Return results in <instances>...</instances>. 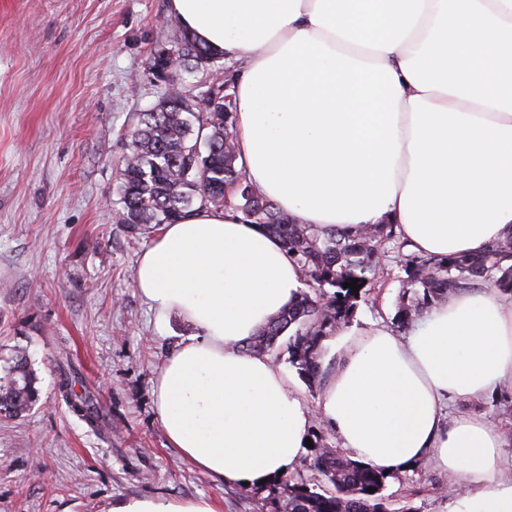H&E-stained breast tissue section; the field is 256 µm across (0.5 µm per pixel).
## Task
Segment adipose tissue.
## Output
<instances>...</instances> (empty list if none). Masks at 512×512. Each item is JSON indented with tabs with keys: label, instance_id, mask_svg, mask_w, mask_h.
Returning a JSON list of instances; mask_svg holds the SVG:
<instances>
[{
	"label": "adipose tissue",
	"instance_id": "ef3b65f1",
	"mask_svg": "<svg viewBox=\"0 0 512 512\" xmlns=\"http://www.w3.org/2000/svg\"><path fill=\"white\" fill-rule=\"evenodd\" d=\"M178 24L240 68L237 163L296 223L398 225L411 250L473 255L512 236V0H170ZM159 316L194 330L156 383L169 443L210 477L256 486L303 452L313 420L352 459L444 470L452 512H512L506 442L450 399L512 385V297L462 290L407 338L358 331L317 413L240 347L304 277L279 240L228 210L163 225L135 270ZM109 512H217L206 498H122Z\"/></svg>",
	"mask_w": 512,
	"mask_h": 512
}]
</instances>
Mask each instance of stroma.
<instances>
[{"instance_id": "35a3bbf8", "label": "stroma", "mask_w": 512, "mask_h": 512, "mask_svg": "<svg viewBox=\"0 0 512 512\" xmlns=\"http://www.w3.org/2000/svg\"><path fill=\"white\" fill-rule=\"evenodd\" d=\"M179 30L169 0H0V373L26 353L38 389L26 414L0 416V512H108L134 496L282 512L278 486L227 485L182 459L156 412V378L192 329L134 288L155 235L118 224L116 188L133 115L161 98L148 60ZM384 266L348 329L324 340L327 371L350 333L393 327L407 302L403 271L390 256ZM64 349L110 435L61 400ZM449 410L512 434V386ZM456 493L429 465L390 475L384 491L389 512H450Z\"/></svg>"}]
</instances>
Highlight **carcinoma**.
Returning <instances> with one entry per match:
<instances>
[{
    "label": "carcinoma",
    "mask_w": 512,
    "mask_h": 512,
    "mask_svg": "<svg viewBox=\"0 0 512 512\" xmlns=\"http://www.w3.org/2000/svg\"><path fill=\"white\" fill-rule=\"evenodd\" d=\"M172 56L162 64L197 78L187 89L166 87L159 104L134 114L127 153L118 171V223L139 233L153 225L174 224L197 206L231 209L243 222L257 224L275 236L301 269L307 289L287 309L272 318L241 350L275 355L284 345L289 362L310 390L322 388L321 345L348 326L360 301L383 277L376 254L391 246L395 263L406 274L403 287L413 303L402 307L397 326L407 328L415 318L441 302L448 293L476 282L512 294V237L476 256H424L406 250L391 224H375L354 235L296 224L262 195L237 165L236 113L226 112L224 84L198 93L211 83L213 61L220 59L208 45L180 32L172 41ZM358 279L361 288L344 287ZM78 372L67 351L59 361V393L70 411L93 431L107 433L109 421L89 395L75 391ZM36 377L24 355L16 356L0 384V415L19 416L36 401ZM314 477L278 480L283 512H386L383 490L387 475L350 459L338 449L314 448Z\"/></svg>",
    "instance_id": "1"
}]
</instances>
